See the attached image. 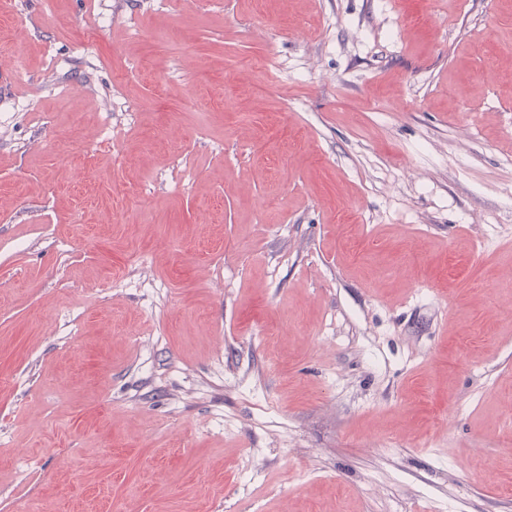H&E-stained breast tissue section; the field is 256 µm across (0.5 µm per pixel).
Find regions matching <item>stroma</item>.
I'll use <instances>...</instances> for the list:
<instances>
[{"mask_svg": "<svg viewBox=\"0 0 512 512\" xmlns=\"http://www.w3.org/2000/svg\"><path fill=\"white\" fill-rule=\"evenodd\" d=\"M0 512H512V0H0Z\"/></svg>", "mask_w": 512, "mask_h": 512, "instance_id": "obj_1", "label": "stroma"}]
</instances>
